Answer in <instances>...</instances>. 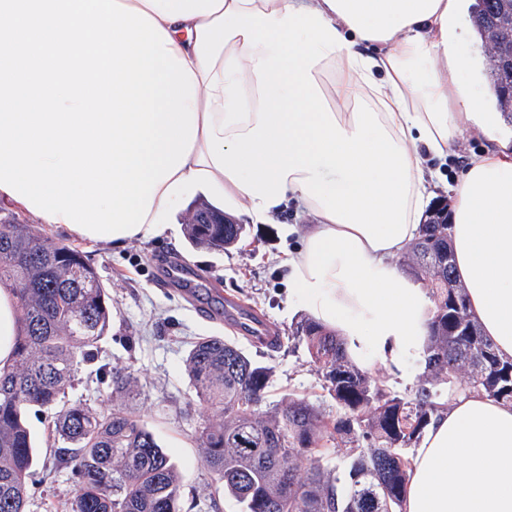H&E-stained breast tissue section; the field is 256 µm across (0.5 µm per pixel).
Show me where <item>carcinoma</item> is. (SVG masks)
<instances>
[{"instance_id": "carcinoma-1", "label": "carcinoma", "mask_w": 512, "mask_h": 512, "mask_svg": "<svg viewBox=\"0 0 512 512\" xmlns=\"http://www.w3.org/2000/svg\"><path fill=\"white\" fill-rule=\"evenodd\" d=\"M471 22L499 111L512 124V0H478ZM211 209L202 203L189 217V244L237 247L246 225L199 223ZM449 229L428 210L401 262L430 302L424 372L409 395L379 385L342 337L310 317L292 336L306 343L336 416L292 394L262 407L272 367L232 341L208 336L189 350L184 371L203 412V466L243 512H402L411 466L405 450L445 397L468 390L512 403V360L497 354L468 308L453 275ZM2 288L15 300L17 336L11 364L0 367V512H27L37 462L28 413L53 409L94 357L110 330L112 299L79 249L10 220L0 222ZM110 374L112 412L73 404L55 416L60 460L76 481L70 512H181L183 475L133 406L142 384L127 366ZM339 439L353 457L345 493L323 456Z\"/></svg>"}]
</instances>
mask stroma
I'll return each instance as SVG.
<instances>
[{
	"mask_svg": "<svg viewBox=\"0 0 512 512\" xmlns=\"http://www.w3.org/2000/svg\"><path fill=\"white\" fill-rule=\"evenodd\" d=\"M189 204H182L167 237L135 241L112 249L73 242L62 228H49L52 238L76 244L112 296V325L99 343L94 360L82 365L74 383L58 403L67 408L80 403L108 411L107 373L113 365L134 369L143 391L136 402L143 420L184 475L183 512H241L228 495H214L211 479L201 463L196 431L202 415L184 372V359L194 341L221 336L235 342L249 357L273 369L270 401L296 394L317 405H329L304 342L293 339L305 310L289 302L279 261L298 239L285 235L284 225L303 224L304 214L288 210L275 222L263 223L239 215L249 234L240 248L214 252L193 248L185 238L183 220ZM173 257L188 263L199 281L194 298L177 287L157 285V258ZM234 298L264 317L277 331L278 348L246 339L238 319L224 311ZM54 411L29 412L28 421L39 447V460L29 483L28 512H69L75 482L58 460V444L50 434Z\"/></svg>",
	"mask_w": 512,
	"mask_h": 512,
	"instance_id": "obj_1",
	"label": "stroma"
}]
</instances>
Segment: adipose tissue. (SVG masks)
Here are the masks:
<instances>
[{
    "label": "adipose tissue",
    "mask_w": 512,
    "mask_h": 512,
    "mask_svg": "<svg viewBox=\"0 0 512 512\" xmlns=\"http://www.w3.org/2000/svg\"><path fill=\"white\" fill-rule=\"evenodd\" d=\"M148 13L195 74L197 137L157 186L138 234L166 236L193 191L265 220L309 221L285 260L288 296L350 357L402 377L423 355L424 292L396 264L415 238L454 136L489 146L453 189L456 275L499 355L512 358V138L465 80L469 0H121ZM403 512H512V404L449 398L412 461Z\"/></svg>",
    "instance_id": "obj_1"
}]
</instances>
